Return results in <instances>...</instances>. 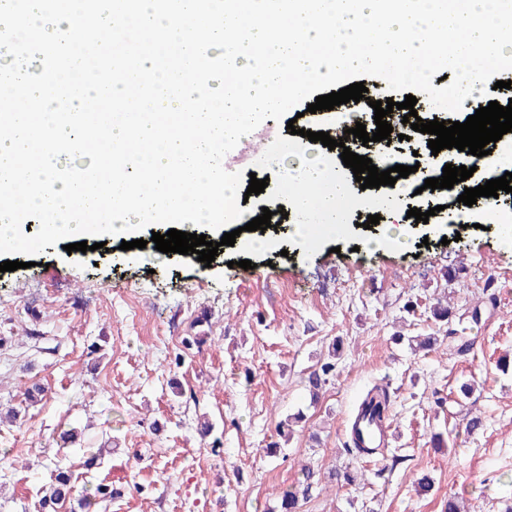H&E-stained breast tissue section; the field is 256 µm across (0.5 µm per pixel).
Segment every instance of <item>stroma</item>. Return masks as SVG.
<instances>
[{
  "instance_id": "1",
  "label": "stroma",
  "mask_w": 512,
  "mask_h": 512,
  "mask_svg": "<svg viewBox=\"0 0 512 512\" xmlns=\"http://www.w3.org/2000/svg\"><path fill=\"white\" fill-rule=\"evenodd\" d=\"M270 127V156L239 166L268 182L246 210L280 206L289 224L321 223L284 195L287 124ZM486 211L473 209L483 228L460 232L437 212L401 248L369 247L347 209L342 235L309 244L283 227L262 248L224 247L209 267L108 242L49 246L33 267L0 273V410L17 413L0 423V512H40L58 463L78 496L125 469L98 512H271L306 466L323 484L300 512H441L451 495L471 512H506L512 370L498 364L512 359V248ZM439 304L451 321L434 318ZM326 361L334 368L311 400L305 378ZM35 382L45 392L31 402ZM376 384L391 396L393 439L368 463L348 452L346 425ZM474 415L483 427L470 434ZM69 429L76 442L61 441ZM100 446L103 464L86 469ZM345 467L353 483L327 482Z\"/></svg>"
}]
</instances>
